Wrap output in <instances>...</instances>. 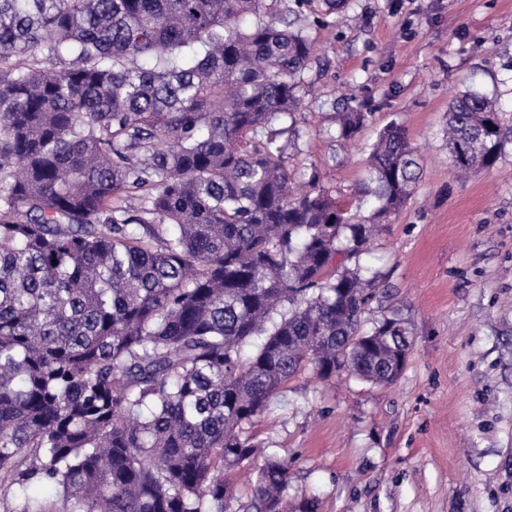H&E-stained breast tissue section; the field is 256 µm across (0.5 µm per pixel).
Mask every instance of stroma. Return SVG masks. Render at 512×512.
Here are the masks:
<instances>
[{
  "instance_id": "stroma-1",
  "label": "stroma",
  "mask_w": 512,
  "mask_h": 512,
  "mask_svg": "<svg viewBox=\"0 0 512 512\" xmlns=\"http://www.w3.org/2000/svg\"><path fill=\"white\" fill-rule=\"evenodd\" d=\"M317 61L294 109L286 164L309 166L345 209L362 207V147L404 125L418 187L370 243L383 278L364 314L408 318L412 347L389 386L304 372L272 398L254 433L291 469L288 499L317 512H512V150L453 177L443 136L451 97L481 86L512 127V0H349L318 23L291 16ZM370 115L357 142L337 113Z\"/></svg>"
}]
</instances>
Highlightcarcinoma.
<instances>
[{"mask_svg": "<svg viewBox=\"0 0 512 512\" xmlns=\"http://www.w3.org/2000/svg\"><path fill=\"white\" fill-rule=\"evenodd\" d=\"M314 53L265 0H0L6 512H285L277 456L247 503L232 481L271 398L309 368L397 380L408 322L363 328L379 272L360 258L419 157L403 125L378 133L366 215L313 165L289 194L286 120ZM500 112L477 88L452 97L455 171L512 147ZM369 117L342 113L336 140Z\"/></svg>", "mask_w": 512, "mask_h": 512, "instance_id": "1", "label": "carcinoma"}]
</instances>
